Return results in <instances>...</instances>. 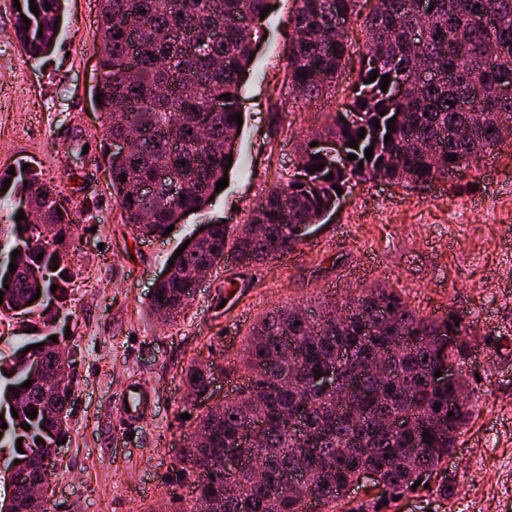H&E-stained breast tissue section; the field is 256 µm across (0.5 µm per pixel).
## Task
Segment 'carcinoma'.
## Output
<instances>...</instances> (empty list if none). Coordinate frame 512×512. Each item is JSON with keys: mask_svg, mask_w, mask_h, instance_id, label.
I'll return each instance as SVG.
<instances>
[{"mask_svg": "<svg viewBox=\"0 0 512 512\" xmlns=\"http://www.w3.org/2000/svg\"><path fill=\"white\" fill-rule=\"evenodd\" d=\"M293 2L295 36L286 49L288 87L294 99L309 100L332 88L344 70L349 38L336 37V18L351 20L357 0ZM372 2L364 19L363 63L348 101L323 132L309 137L311 143L328 137L345 144L355 139L358 148L349 147L347 152L357 159L342 169L326 165L311 173L307 168L323 159L316 158L318 147H306L287 184L269 191L252 210L245 237L231 239L224 224H211L210 238L186 255L183 271L227 248L243 266L278 257L277 247L290 254L298 245L297 225L321 223V210L337 196L335 187L346 190L353 181L377 177L408 186L453 178L461 166L506 142L502 132L512 123V98L500 97V88L512 84V0H429L433 9L424 15L416 0ZM62 3L35 0V15L29 0H23L15 35L29 56L38 55L41 42L57 35L54 25L59 23ZM98 6L95 92L101 94L100 111L112 119L105 135L110 139L133 132L143 144L137 153L110 155L112 190L124 222L143 236H157L172 224L175 210L189 211L209 198L227 172L228 158L236 157L235 103L250 64L249 46L260 34L255 24L243 25L239 19L259 21L269 0H98ZM25 17L40 18L42 35L24 30ZM415 30L422 36L419 45L410 40ZM489 41L496 56L492 63L482 52ZM373 70L378 78L371 82ZM300 72L306 77L298 76ZM386 74L390 83L384 92L380 84ZM397 83L405 91L395 101L392 86ZM225 93L231 99L224 102V109L210 111V102ZM351 113L356 115L353 122L340 120ZM391 118L393 132L387 129ZM375 119L378 128L372 125ZM362 128L365 137L360 139ZM370 146L374 156L368 161L364 150ZM452 154L457 160H450ZM162 167L180 178L184 198H172L162 189L144 200L128 197L127 187ZM330 173L333 179H325ZM10 188L17 195H42L46 210L41 223L57 225L55 237L64 238L47 250L42 232L36 230L25 239L17 224L0 225V240L19 251L14 264L20 273L9 288L10 297L17 305L25 304L40 289L51 299L64 300L77 250L75 217L66 208L59 212L53 207L56 188L31 167L27 179H11ZM31 266L44 270L40 281L24 275ZM183 288L184 277L173 276L156 288L151 306L165 305L168 318L177 319L187 306ZM34 327L37 331L24 337L10 361L0 363V398L11 389L22 402L17 416L6 413L7 428L0 431V444L17 459L23 458L16 449L19 438L22 447L50 455L49 431L55 415L67 406L66 396L59 392L36 384L23 387V350L59 333L47 317ZM472 330L473 322L454 311L434 318L419 314L387 285L322 301L309 321L299 320L293 306L267 312L249 330L243 348L251 392L247 406L235 397L226 398L221 412L198 417L196 428L206 431L208 443L197 446L188 441L178 449L175 481L191 487L194 501H216L215 512H241L244 501L251 512H265L273 489L279 490V512H308L311 485L324 492L321 506L335 508L367 470L379 473L388 498L399 496L447 464L448 451L458 441L448 437V427L461 431L471 418L470 402L450 406L455 390L432 385L431 375L450 359L466 364ZM380 355L386 356L389 376L372 373ZM331 365L341 384L355 385L345 410L337 408L334 390L312 395L301 390L299 376ZM185 376L188 388L197 394L207 392L209 375L197 365H190ZM303 400L309 403L307 426L322 434L314 456L301 452L300 440L285 429V418ZM32 408L38 414L30 419L26 412ZM397 416L411 417L413 426L402 434L385 432L382 421ZM22 423L30 429L21 428ZM256 425L266 481L254 482L240 472L233 476L237 496L226 497L224 448ZM426 431L430 436L425 438Z\"/></svg>", "mask_w": 512, "mask_h": 512, "instance_id": "cac0c4a2", "label": "carcinoma"}]
</instances>
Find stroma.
I'll list each match as a JSON object with an SVG mask.
<instances>
[{
    "label": "stroma",
    "mask_w": 512,
    "mask_h": 512,
    "mask_svg": "<svg viewBox=\"0 0 512 512\" xmlns=\"http://www.w3.org/2000/svg\"><path fill=\"white\" fill-rule=\"evenodd\" d=\"M241 91L242 132L229 183L164 237H144L121 219L105 160L63 165L68 147L99 148L105 116L98 70L95 0H65L52 46L32 58L19 44L13 0H0V173L41 170L76 210L78 250L65 325L73 353L70 441L53 468L47 512H180L188 487L172 479L189 419L191 362L229 366L251 325L275 306L316 307L325 297L386 284L422 315L473 318L466 367L474 414L446 469L381 512H512V144L470 163L456 178L408 187L357 183L334 215L314 225L289 258L250 267L225 259L195 289L187 314L162 321L149 305L186 240L219 219L229 231L293 173L307 135L322 129L357 77L348 67L334 93L294 99L285 46L293 0H270ZM146 382L154 404L138 427L116 415L122 388ZM454 491L441 497L442 483Z\"/></svg>",
    "instance_id": "obj_1"
}]
</instances>
